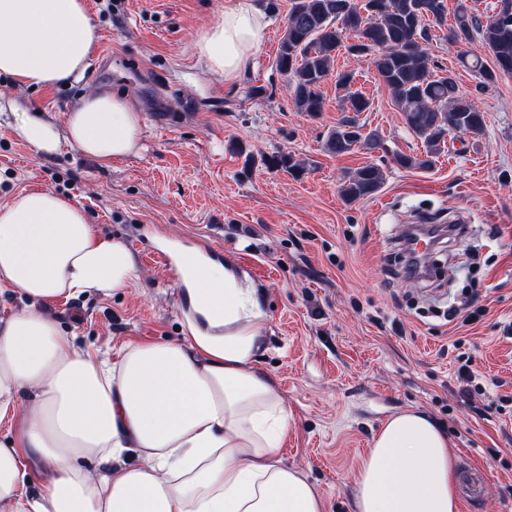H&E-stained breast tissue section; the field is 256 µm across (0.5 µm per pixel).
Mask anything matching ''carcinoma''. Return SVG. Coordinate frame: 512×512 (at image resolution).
Wrapping results in <instances>:
<instances>
[{
    "mask_svg": "<svg viewBox=\"0 0 512 512\" xmlns=\"http://www.w3.org/2000/svg\"><path fill=\"white\" fill-rule=\"evenodd\" d=\"M447 21L444 0H291L279 52L275 58L278 72L289 78L295 109L308 116L323 110L320 86L332 74L336 51L344 46L347 33L357 43L346 50L357 55H373L381 81L388 87L400 108L408 130L423 141L422 156L395 155L402 168H428L452 131L477 136L484 129V114L459 92L453 75L436 78L434 59L422 46L424 21ZM479 36L493 58L488 68L480 57H464L486 85L498 74H512V0H497L486 23H481L465 2L454 12L452 39L468 44ZM349 73L336 74V85L345 90V111L351 113L325 142L328 152L340 155L359 146L371 148L376 138L361 133L356 115L369 110L370 101L351 89ZM271 168L290 173L303 170L299 160L288 153L263 159ZM383 173L374 164L365 165L348 175L341 186L342 197L354 202L374 195L383 184Z\"/></svg>",
    "mask_w": 512,
    "mask_h": 512,
    "instance_id": "obj_1",
    "label": "carcinoma"
}]
</instances>
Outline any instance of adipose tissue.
<instances>
[{"label":"adipose tissue","instance_id":"ef3b65f1","mask_svg":"<svg viewBox=\"0 0 512 512\" xmlns=\"http://www.w3.org/2000/svg\"><path fill=\"white\" fill-rule=\"evenodd\" d=\"M255 0H226L194 42L205 72L234 82L266 40ZM98 32L85 0H0V73L24 87L66 84ZM16 137L43 156L61 145L100 165L139 147L130 96L82 94L64 127L24 116ZM140 278L128 246L94 233L69 197L25 189L0 208V512H324L280 448L291 414L260 365L265 313L232 263L184 257L176 341L130 343L116 357L67 338L47 306L108 295ZM43 477L29 490L28 470ZM450 440L425 412L388 418L354 478V512H458Z\"/></svg>","mask_w":512,"mask_h":512}]
</instances>
